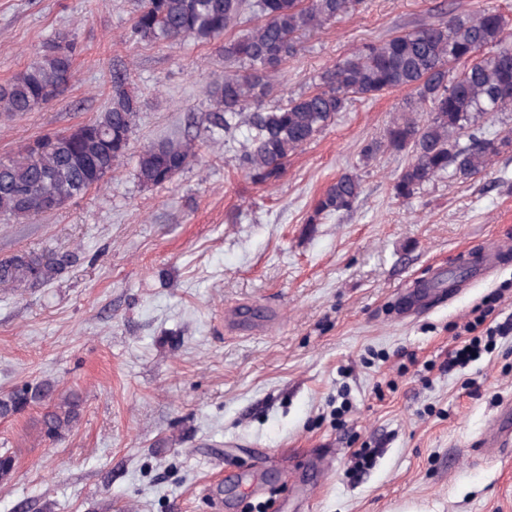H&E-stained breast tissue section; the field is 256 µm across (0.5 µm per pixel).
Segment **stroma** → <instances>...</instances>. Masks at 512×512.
<instances>
[{
    "mask_svg": "<svg viewBox=\"0 0 512 512\" xmlns=\"http://www.w3.org/2000/svg\"><path fill=\"white\" fill-rule=\"evenodd\" d=\"M512 0H364L302 36L265 105L315 89L365 44L437 22L441 10ZM137 0H0V84L59 34L80 52L65 93L0 118V158L95 118L123 72L142 102L119 168L83 198L26 224L0 222V259L80 249L46 285L0 288V392L54 379L84 401L62 442L37 443L43 409L0 418L17 456L0 512H512V333L448 368L456 328L504 281L512 254L454 297L443 289L483 251L512 245V148L461 181L405 203L391 185L406 155L381 139L411 97L358 99L253 183L238 139L207 130L205 90L221 43L138 44ZM204 141L198 161L146 188L136 157L173 134ZM353 171L348 212L308 223L312 199ZM372 448L370 466L351 455Z\"/></svg>",
    "mask_w": 512,
    "mask_h": 512,
    "instance_id": "stroma-1",
    "label": "stroma"
}]
</instances>
